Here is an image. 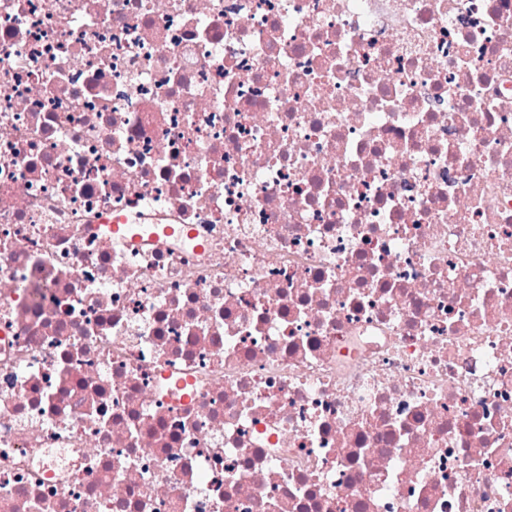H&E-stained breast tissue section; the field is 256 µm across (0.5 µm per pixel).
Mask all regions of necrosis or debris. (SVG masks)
<instances>
[{"instance_id":"4bbe7bcc","label":"necrosis or debris","mask_w":512,"mask_h":512,"mask_svg":"<svg viewBox=\"0 0 512 512\" xmlns=\"http://www.w3.org/2000/svg\"><path fill=\"white\" fill-rule=\"evenodd\" d=\"M0 512H512V0H0Z\"/></svg>"}]
</instances>
